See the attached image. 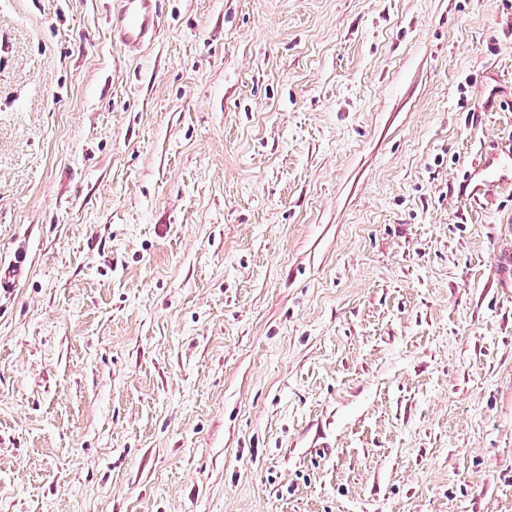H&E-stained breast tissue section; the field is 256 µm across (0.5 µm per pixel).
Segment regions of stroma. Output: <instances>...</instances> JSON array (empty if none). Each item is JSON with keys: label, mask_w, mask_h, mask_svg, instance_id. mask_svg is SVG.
Listing matches in <instances>:
<instances>
[{"label": "stroma", "mask_w": 512, "mask_h": 512, "mask_svg": "<svg viewBox=\"0 0 512 512\" xmlns=\"http://www.w3.org/2000/svg\"><path fill=\"white\" fill-rule=\"evenodd\" d=\"M160 9L0 0V512H512V0ZM113 36L129 49H143L160 31V0H107ZM488 159L475 171L464 177L459 184L461 197L468 195L474 198L490 185L508 184L512 175V151L511 149H494L490 151Z\"/></svg>", "instance_id": "1"}]
</instances>
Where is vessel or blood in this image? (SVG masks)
Instances as JSON below:
<instances>
[{
  "instance_id": "1",
  "label": "vessel or blood",
  "mask_w": 512,
  "mask_h": 512,
  "mask_svg": "<svg viewBox=\"0 0 512 512\" xmlns=\"http://www.w3.org/2000/svg\"><path fill=\"white\" fill-rule=\"evenodd\" d=\"M160 0H110L107 16L118 42L130 49L144 48L159 32L162 25ZM512 181V151L492 150L483 165L463 178L460 190L477 196L491 185Z\"/></svg>"
}]
</instances>
